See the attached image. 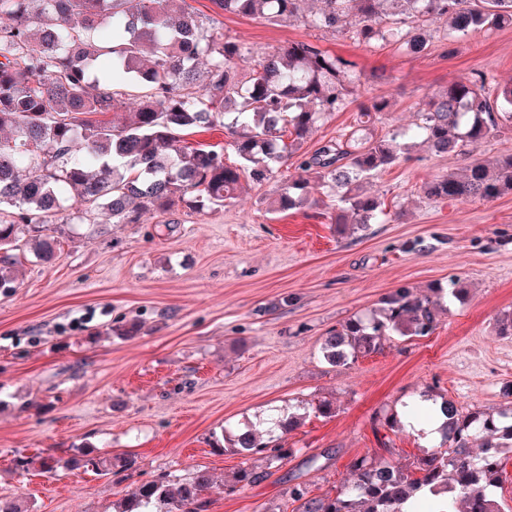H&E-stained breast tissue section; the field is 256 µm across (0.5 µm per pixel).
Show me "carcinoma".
I'll return each mask as SVG.
<instances>
[{
  "label": "carcinoma",
  "mask_w": 512,
  "mask_h": 512,
  "mask_svg": "<svg viewBox=\"0 0 512 512\" xmlns=\"http://www.w3.org/2000/svg\"><path fill=\"white\" fill-rule=\"evenodd\" d=\"M225 13L280 25L346 33L370 47L406 50L430 45L429 27L441 24L455 42L483 29L512 24V0H320L302 16L301 0H212ZM0 290L14 288L10 265L32 235L35 256L52 263L58 240L42 233L52 218L74 210L84 219L106 208L118 224H136L147 208H172L191 196L197 210L224 206L241 180H269L296 159L316 185L333 193L336 223L362 229L385 215L381 198L360 185L400 162L409 142L436 155L468 160L423 186L435 201L490 202L512 192V156L490 164L474 157L505 122H512V83L479 72L460 76L422 100L414 127L376 136L371 126L392 111L389 100L361 105L364 127L340 134L313 153L302 145L328 118L358 98L366 76L358 65L308 41H291L253 56L251 48L202 20L186 0H0ZM124 124L95 119L125 104ZM224 128L235 159L224 148L192 146L193 129ZM305 186L288 183L270 208L306 203ZM439 301L401 287L381 306L329 330L321 353L348 365L398 336L431 335ZM446 421L437 449L403 465L365 454L351 463V479L336 492L310 496L306 485L288 491L292 512H506L493 496L504 456L512 454V406L467 412L441 401ZM306 414L274 408L258 422L224 430V452L248 461L265 455L276 468L293 454L288 434ZM481 451H471L473 439ZM84 465L112 473V458ZM215 487L206 469L172 486L168 476L141 483L115 512H208Z\"/></svg>",
  "instance_id": "carcinoma-1"
}]
</instances>
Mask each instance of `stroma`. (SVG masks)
Returning a JSON list of instances; mask_svg holds the SVG:
<instances>
[{"label":"stroma","instance_id":"obj_1","mask_svg":"<svg viewBox=\"0 0 512 512\" xmlns=\"http://www.w3.org/2000/svg\"><path fill=\"white\" fill-rule=\"evenodd\" d=\"M221 32L274 51L308 39L375 76L359 100L326 120L305 143L314 151L356 127L360 104L389 99L376 134L415 119L419 102L460 75L512 81V25L433 43L415 56L394 45L370 48L300 23L269 25L188 0ZM456 155L421 148L364 188L388 214L363 231L332 224L325 191L282 213L268 200L300 177L288 164L260 185L245 184L224 207L179 204L136 224L98 211L90 223L54 221L58 258L18 254L17 287L0 293V496L26 512H112L135 484L205 468L218 484L209 512H277L293 484L312 495L335 491L358 456L394 465L431 445L378 416L431 389L459 408H497L512 386V336L497 317L512 309V194L493 201L426 199L420 186L462 169ZM416 251H407L408 243ZM469 288L448 298L451 278ZM438 289L439 324L429 336L383 341L348 366L320 354L325 333L373 310L396 288ZM138 323L124 339L120 331ZM331 401L333 417L307 416L288 436L294 453L270 475L234 493L240 456L216 441L273 407ZM97 457L133 455L129 474L75 465L78 447ZM55 458L54 471L18 458Z\"/></svg>","mask_w":512,"mask_h":512}]
</instances>
